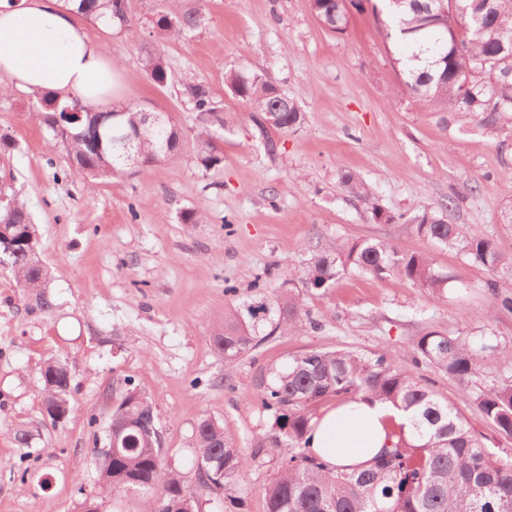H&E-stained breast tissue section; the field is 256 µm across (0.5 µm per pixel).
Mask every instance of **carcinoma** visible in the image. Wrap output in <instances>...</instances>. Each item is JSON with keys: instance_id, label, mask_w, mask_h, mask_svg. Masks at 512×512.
Returning <instances> with one entry per match:
<instances>
[{"instance_id": "obj_1", "label": "carcinoma", "mask_w": 512, "mask_h": 512, "mask_svg": "<svg viewBox=\"0 0 512 512\" xmlns=\"http://www.w3.org/2000/svg\"><path fill=\"white\" fill-rule=\"evenodd\" d=\"M398 39L397 63L407 90L442 103L452 112L476 114L487 127L512 123V0H384ZM446 4L448 15L438 14ZM353 0H310L316 19L333 33L348 25ZM77 15L99 22L109 16L112 28L129 30L127 0H78ZM196 9L183 10L164 0L146 20L148 35L157 43L180 40L200 28ZM143 70L164 87L171 72L159 49H146ZM231 93L253 108L251 121L266 153L276 156L274 141L264 120L265 108L279 101L277 86L263 75L245 69L224 74ZM184 94L197 114L199 164L214 168L223 163L217 142L224 133L223 103L209 86L187 82ZM69 103L53 104L45 97L32 105L30 115L47 133L67 147L74 169L89 178L127 173L122 153L108 141L97 146L100 116L85 112L76 125L59 123ZM119 128L132 132L143 127L138 106L123 107ZM305 123L299 105L277 112L275 131L295 133ZM183 134L169 119L160 132L138 142L139 164L172 163L180 158ZM341 185L367 204L376 223H393L402 216L382 210L371 190L351 171ZM420 237L453 249L483 266L491 275L487 286L499 306L512 310V296L500 294L497 276L512 271V256L498 251L491 239L448 218V206L424 210L411 218ZM40 250L37 228L24 202L16 197L0 201V267L9 270L36 305L50 306L47 271L36 260ZM374 278L396 276L441 295L448 276L437 271L428 253H403L379 239L337 242L311 258L305 284L328 289L345 273ZM301 295L288 280L274 292L262 278L253 280L249 294L224 309L212 342L224 362L233 363L277 334L297 335L306 325ZM415 363L432 365L465 382L478 370V350L468 341L428 332L411 349ZM71 377L61 357L40 369L42 406L52 422L70 412ZM120 402L112 408L109 428L118 437L112 452L97 451L98 490L83 498L80 512L101 508L104 500L127 495L130 487L142 500V512H202L203 502L220 499L222 512H243L248 491L235 488L250 466L251 456L224 437V424L203 416L194 428L195 484L164 462L162 433L153 401L127 381ZM272 420L273 448H286L263 487L266 512H512V455L487 447L463 417L418 378L396 369L385 353L371 356L354 350H312L264 365L253 387ZM359 397L388 402L414 416L410 430L392 429L391 446L367 469L332 467L307 447L312 407L330 399ZM484 416L498 432L512 439V385L491 388L477 397Z\"/></svg>"}]
</instances>
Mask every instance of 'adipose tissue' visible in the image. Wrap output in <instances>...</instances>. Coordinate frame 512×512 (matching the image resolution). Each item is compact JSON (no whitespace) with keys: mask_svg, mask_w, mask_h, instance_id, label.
I'll return each instance as SVG.
<instances>
[{"mask_svg":"<svg viewBox=\"0 0 512 512\" xmlns=\"http://www.w3.org/2000/svg\"><path fill=\"white\" fill-rule=\"evenodd\" d=\"M0 74L20 88L77 96L90 108L107 101L115 82L111 58L82 32L66 0H0ZM408 421L391 404L357 399L313 419L309 446L331 465L364 467L386 443L390 423Z\"/></svg>","mask_w":512,"mask_h":512,"instance_id":"ef3b65f1","label":"adipose tissue"}]
</instances>
